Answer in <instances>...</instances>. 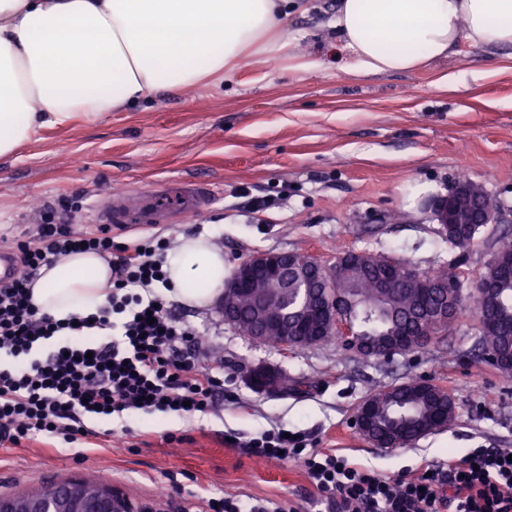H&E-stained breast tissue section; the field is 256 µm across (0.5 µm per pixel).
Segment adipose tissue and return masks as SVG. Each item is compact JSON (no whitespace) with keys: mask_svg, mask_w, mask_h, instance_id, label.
I'll return each instance as SVG.
<instances>
[{"mask_svg":"<svg viewBox=\"0 0 512 512\" xmlns=\"http://www.w3.org/2000/svg\"><path fill=\"white\" fill-rule=\"evenodd\" d=\"M308 9L307 0H0V157L44 129L280 52L283 18ZM328 26L354 72L410 73L464 45L512 46V0H339ZM163 269L168 296L187 307H211L224 293V253L206 236L180 237ZM111 287V266L87 251L43 267L31 297L64 320L97 313Z\"/></svg>","mask_w":512,"mask_h":512,"instance_id":"adipose-tissue-1","label":"adipose tissue"}]
</instances>
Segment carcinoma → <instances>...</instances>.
<instances>
[{
  "label": "carcinoma",
  "instance_id": "carcinoma-1",
  "mask_svg": "<svg viewBox=\"0 0 512 512\" xmlns=\"http://www.w3.org/2000/svg\"><path fill=\"white\" fill-rule=\"evenodd\" d=\"M452 231H442L450 249H463L480 230L479 224H452ZM349 268L341 267L336 276V291L350 300V320L365 336H396L400 345L411 348L418 344L421 329L428 324L429 311L446 297L463 303V281L455 266L421 279L411 276V266L382 255L366 251H345ZM492 283L491 293L484 301H475L480 308L479 343L482 350L512 358V272L490 263L484 271ZM312 284L293 276L288 287L279 289L278 298L293 304ZM255 288L243 290L238 296L241 321L236 329L243 335L252 333L249 312L254 302ZM371 398L386 407L372 425L368 439L386 437L396 444L416 439L426 426L445 419L453 420L455 397L423 378H412L393 387L379 390Z\"/></svg>",
  "mask_w": 512,
  "mask_h": 512
}]
</instances>
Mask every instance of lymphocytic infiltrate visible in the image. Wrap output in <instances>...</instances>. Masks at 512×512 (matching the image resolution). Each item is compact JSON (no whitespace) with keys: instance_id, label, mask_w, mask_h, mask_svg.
I'll list each match as a JSON object with an SVG mask.
<instances>
[{"instance_id":"f902f5d3","label":"lymphocytic infiltrate","mask_w":512,"mask_h":512,"mask_svg":"<svg viewBox=\"0 0 512 512\" xmlns=\"http://www.w3.org/2000/svg\"><path fill=\"white\" fill-rule=\"evenodd\" d=\"M167 240L118 242L110 228L77 232L45 220L37 242L17 240L19 270L0 285V447L35 439L74 444L88 415L125 412L204 415L224 380L185 353L195 327L175 319L160 286ZM95 251L112 267L107 307L90 318L54 320L31 301L43 266ZM250 456L300 463L330 512H512V450L475 448L429 465L413 479H388L342 455L309 446L301 433L269 430Z\"/></svg>"}]
</instances>
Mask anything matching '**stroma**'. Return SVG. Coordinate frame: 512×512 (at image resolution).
Wrapping results in <instances>:
<instances>
[{
	"label": "stroma",
	"instance_id": "stroma-1",
	"mask_svg": "<svg viewBox=\"0 0 512 512\" xmlns=\"http://www.w3.org/2000/svg\"><path fill=\"white\" fill-rule=\"evenodd\" d=\"M335 9L336 0H314L308 13L288 17V53L245 60L225 80L162 92L94 123L46 129L0 158V251L36 238L45 211L84 231L96 209L120 199L130 211L120 240L208 233L231 270L269 251L329 266L362 250L426 274L451 258L430 204L463 171L505 221L482 228L465 250L457 320L446 335L383 359L333 340L264 345L225 324L218 306L173 303V314L202 333L192 353L199 368H224L213 410L86 418L93 436L84 456L38 441L0 455V494L87 476L148 512H182L228 493L318 512L300 464L250 457L244 442L284 427L392 479L473 448H512V373L480 357L473 288L493 241L512 239V47L465 46L418 72L356 74L336 64L327 26ZM292 53L313 68L290 70ZM190 183L210 193L209 204L190 208ZM242 188L269 208H239ZM262 367L286 375L287 391L253 385ZM417 376L455 394L454 419L401 446L374 445L353 425L359 403Z\"/></svg>",
	"mask_w": 512,
	"mask_h": 512
}]
</instances>
